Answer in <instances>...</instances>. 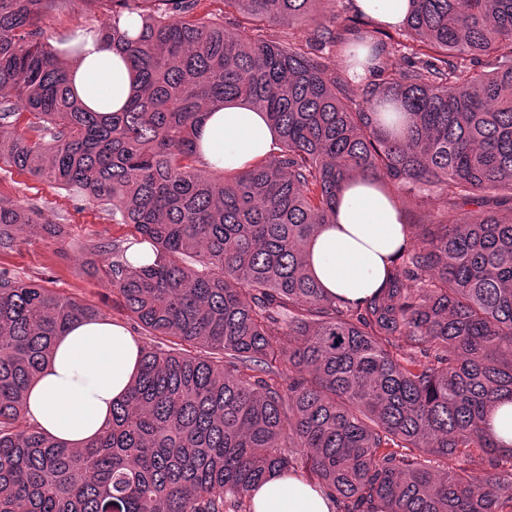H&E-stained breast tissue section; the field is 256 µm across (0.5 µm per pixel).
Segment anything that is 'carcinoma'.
<instances>
[{
  "label": "carcinoma",
  "instance_id": "carcinoma-1",
  "mask_svg": "<svg viewBox=\"0 0 512 512\" xmlns=\"http://www.w3.org/2000/svg\"><path fill=\"white\" fill-rule=\"evenodd\" d=\"M87 2L112 7L97 29L136 90L90 111L67 85L76 51L42 27L62 0H0V157L132 229L108 274L162 347L143 349L90 446L19 431L57 337L101 314L0 269V512H253L276 471L305 473L336 512H512V450L489 427L512 401V208L466 209L512 200V58L497 54L512 0H411L408 44L380 29L364 43L360 12L301 45L226 31L198 0ZM333 2L224 6L276 23ZM350 35L366 49L357 92L324 57ZM228 100L265 112L280 150L204 169L197 127ZM356 176L393 203L434 192L443 212L406 225L404 262L354 306L312 276L307 244ZM39 218L0 206V252L34 225L60 235ZM134 242L157 263L131 265Z\"/></svg>",
  "mask_w": 512,
  "mask_h": 512
}]
</instances>
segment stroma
<instances>
[{"label":"stroma","instance_id":"35a3bbf8","mask_svg":"<svg viewBox=\"0 0 512 512\" xmlns=\"http://www.w3.org/2000/svg\"><path fill=\"white\" fill-rule=\"evenodd\" d=\"M350 0H335L326 10L314 12L303 22L266 26L265 34L304 43L309 33L327 23L330 15H352ZM107 13L91 11L86 0H67L61 10L50 12L43 27L53 35L68 28L106 21ZM0 205L35 206L43 221L62 225L64 234L51 242L34 233L21 234L13 249L0 252V269L23 281H35L95 306L104 318L119 324L129 319L121 306L106 268L112 260L103 244L124 236L126 227L113 224L103 207L71 197L54 184L0 162Z\"/></svg>","mask_w":512,"mask_h":512}]
</instances>
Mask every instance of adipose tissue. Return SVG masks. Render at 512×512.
<instances>
[{"label":"adipose tissue","instance_id":"ef3b65f1","mask_svg":"<svg viewBox=\"0 0 512 512\" xmlns=\"http://www.w3.org/2000/svg\"><path fill=\"white\" fill-rule=\"evenodd\" d=\"M71 41L81 48L68 72L77 96L101 113L119 109L133 91L122 52L89 27L75 29ZM197 144L205 163L225 169L247 168L279 150L265 113L241 102L206 113ZM405 241L403 216L373 181L356 177L341 193L334 223L322 226L308 245L310 269L328 294L360 302L382 288ZM140 349L122 324L71 325L30 386L25 418L66 447L91 443L111 420L113 402L133 385ZM252 505L254 512H334L333 502L318 487L280 472L254 488Z\"/></svg>","mask_w":512,"mask_h":512}]
</instances>
